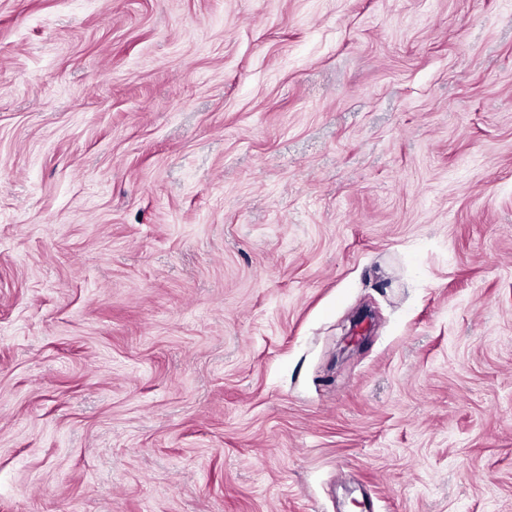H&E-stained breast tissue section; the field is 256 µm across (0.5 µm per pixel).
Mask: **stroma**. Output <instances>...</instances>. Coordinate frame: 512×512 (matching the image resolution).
<instances>
[{
	"label": "stroma",
	"mask_w": 512,
	"mask_h": 512,
	"mask_svg": "<svg viewBox=\"0 0 512 512\" xmlns=\"http://www.w3.org/2000/svg\"><path fill=\"white\" fill-rule=\"evenodd\" d=\"M0 512H512V0H0Z\"/></svg>",
	"instance_id": "stroma-1"
}]
</instances>
